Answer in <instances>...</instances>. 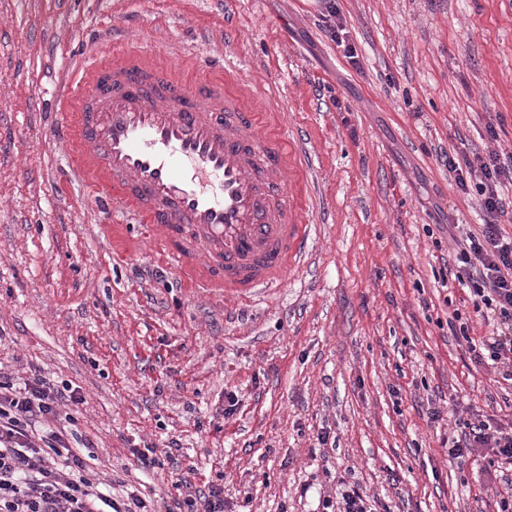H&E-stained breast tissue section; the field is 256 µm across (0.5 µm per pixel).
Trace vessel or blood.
I'll return each instance as SVG.
<instances>
[{
    "label": "vessel or blood",
    "instance_id": "b4317fda",
    "mask_svg": "<svg viewBox=\"0 0 512 512\" xmlns=\"http://www.w3.org/2000/svg\"><path fill=\"white\" fill-rule=\"evenodd\" d=\"M62 169L113 217L138 216L169 267L239 299L286 280L309 253L294 200L305 146L287 152L244 93L173 75L139 50L86 55L58 101Z\"/></svg>",
    "mask_w": 512,
    "mask_h": 512
}]
</instances>
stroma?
<instances>
[{"instance_id":"obj_1","label":"stroma","mask_w":512,"mask_h":512,"mask_svg":"<svg viewBox=\"0 0 512 512\" xmlns=\"http://www.w3.org/2000/svg\"><path fill=\"white\" fill-rule=\"evenodd\" d=\"M334 4L357 63L325 0H0V371L79 386L75 451L150 512L180 478L220 486L227 512H318L353 486L391 512H496L508 490L483 453L448 460L458 420L512 421V380L449 328L495 324L437 274L483 218L439 154L512 150V0ZM113 23L179 73L231 61L225 87L306 143L311 253L261 298L195 287L59 178L48 103Z\"/></svg>"}]
</instances>
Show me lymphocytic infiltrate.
<instances>
[{"instance_id": "1", "label": "lymphocytic infiltrate", "mask_w": 512, "mask_h": 512, "mask_svg": "<svg viewBox=\"0 0 512 512\" xmlns=\"http://www.w3.org/2000/svg\"><path fill=\"white\" fill-rule=\"evenodd\" d=\"M461 193L476 191L483 222L479 232L457 243L454 278L469 291L479 317L494 315L491 336L470 344L478 363L512 379V237L503 234V217L512 214V198L500 187L512 182V161L496 151L442 154ZM83 402L79 388L35 373L23 380L0 372V512H148L137 495L113 498L75 453L70 428L74 407ZM492 462L512 465V422L501 424L473 414L448 450L452 459L478 449Z\"/></svg>"}]
</instances>
